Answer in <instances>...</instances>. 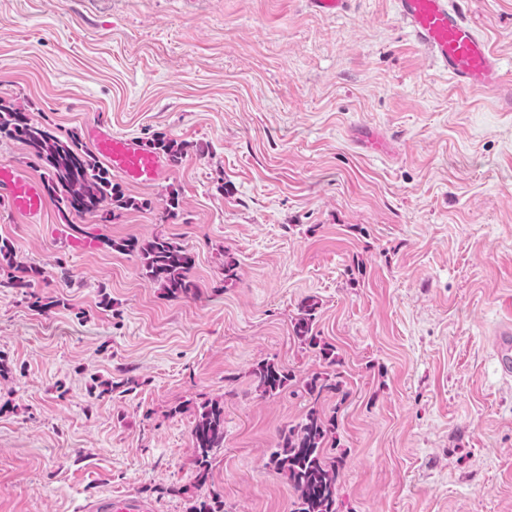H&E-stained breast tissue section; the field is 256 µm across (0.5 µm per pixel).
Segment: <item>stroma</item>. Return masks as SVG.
Listing matches in <instances>:
<instances>
[{
	"mask_svg": "<svg viewBox=\"0 0 512 512\" xmlns=\"http://www.w3.org/2000/svg\"><path fill=\"white\" fill-rule=\"evenodd\" d=\"M460 2L512 75V0ZM0 100L61 138L101 121L186 145L156 185H125L151 209L106 224L62 221L52 199L36 224L0 205V239L61 301L32 308L0 269V512L106 495L187 512L212 399L226 512H290L267 461L323 368L292 334L307 296L351 392L322 405L346 457L337 512H512V378L494 349L512 318V105L453 84L392 0L339 17L304 0H0ZM370 130L387 153L355 147ZM160 234L194 253L197 297L167 298L110 247ZM266 361L297 384L263 396ZM127 377L132 392L90 393ZM192 458L196 483L209 480L215 452L224 446V403L210 400L200 405L191 429Z\"/></svg>",
	"mask_w": 512,
	"mask_h": 512,
	"instance_id": "stroma-1",
	"label": "stroma"
}]
</instances>
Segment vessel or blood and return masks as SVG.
I'll return each mask as SVG.
<instances>
[{
  "mask_svg": "<svg viewBox=\"0 0 512 512\" xmlns=\"http://www.w3.org/2000/svg\"><path fill=\"white\" fill-rule=\"evenodd\" d=\"M395 16L418 44L426 47L440 68L457 86L480 91L499 90L507 82L499 55L487 37L465 16L458 0H392ZM86 138L96 153L129 183L157 184L165 175L160 156L137 139L112 132L94 122ZM0 200L13 214L28 222L40 221L47 201L40 182L10 164L0 165ZM503 372L512 371V326L503 325L496 338ZM89 512H152L145 502L126 497H104L90 504Z\"/></svg>",
  "mask_w": 512,
  "mask_h": 512,
  "instance_id": "obj_1",
  "label": "vessel or blood"
}]
</instances>
